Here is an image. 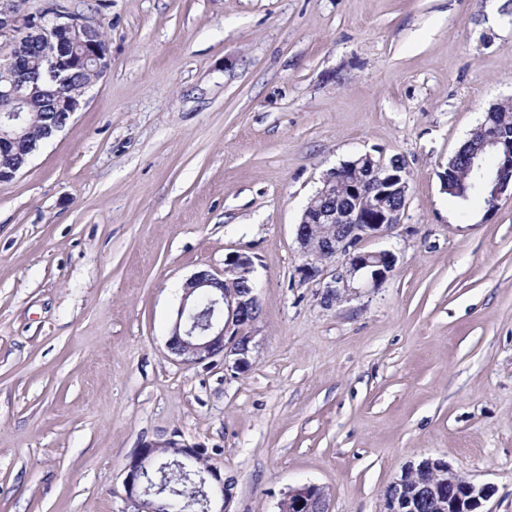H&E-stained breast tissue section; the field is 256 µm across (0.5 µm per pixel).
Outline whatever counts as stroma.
<instances>
[{
	"mask_svg": "<svg viewBox=\"0 0 512 512\" xmlns=\"http://www.w3.org/2000/svg\"><path fill=\"white\" fill-rule=\"evenodd\" d=\"M101 26L87 102L0 185V512H126L176 438L229 512H382L440 458L512 512V196L461 212L448 160L512 98V0H59ZM405 161L395 269L332 305L295 226L327 172ZM253 256L249 368L166 348L193 273ZM328 498L323 487L304 484L288 491L280 503L281 512H329Z\"/></svg>",
	"mask_w": 512,
	"mask_h": 512,
	"instance_id": "stroma-1",
	"label": "stroma"
}]
</instances>
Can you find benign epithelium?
<instances>
[{
  "label": "benign epithelium",
  "instance_id": "benign-epithelium-1",
  "mask_svg": "<svg viewBox=\"0 0 512 512\" xmlns=\"http://www.w3.org/2000/svg\"><path fill=\"white\" fill-rule=\"evenodd\" d=\"M49 47L42 57V75L29 78L25 55L15 51L20 44ZM83 46L97 68L108 66L107 49L99 41L98 25L75 14L55 0L38 13L17 6V0H0V73L12 76L0 88V158L10 157L20 143L26 153L9 167L0 166V184L13 181L40 142L64 130L84 104L74 99L38 140L29 139L26 108L36 98L51 92L62 82L73 50ZM505 112L487 113L479 128L481 149L472 156L467 170L471 190L497 203L512 189V139L501 134L499 118ZM410 193L405 163L390 164L370 153L361 154L330 171L323 186L303 209L296 239L306 262L307 279L322 274V267L341 258L346 274L334 275L323 283V303L331 304L345 287V275L364 271L373 282L387 278L397 258L389 250L363 251L362 242L387 235L401 223ZM254 261L245 253H233L224 260V270H201L183 285L179 307L167 341L169 352L183 364H199L218 354L233 358L238 371L250 366L248 354L253 336L244 327L253 326L258 303ZM208 297L206 320L199 319L200 296ZM170 453L175 463L194 475L200 495L201 512H228L229 495L224 472L203 457L199 447L173 438L150 441L126 468L124 479L130 512H162L154 498L160 494L151 479L160 456ZM493 489L477 485L455 472L442 459L425 458L409 465L387 486L383 512H484ZM280 512H329L323 487L304 484L288 491Z\"/></svg>",
  "mask_w": 512,
  "mask_h": 512
}]
</instances>
